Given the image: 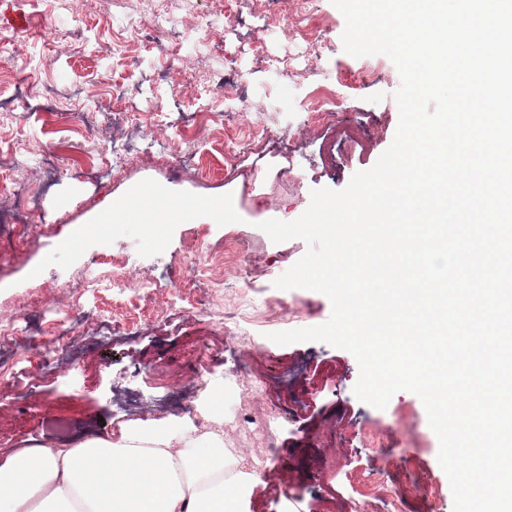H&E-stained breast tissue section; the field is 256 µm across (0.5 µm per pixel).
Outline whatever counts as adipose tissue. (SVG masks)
Wrapping results in <instances>:
<instances>
[{
	"mask_svg": "<svg viewBox=\"0 0 512 512\" xmlns=\"http://www.w3.org/2000/svg\"><path fill=\"white\" fill-rule=\"evenodd\" d=\"M257 481L225 458L223 429L185 415L0 458V512H247Z\"/></svg>",
	"mask_w": 512,
	"mask_h": 512,
	"instance_id": "adipose-tissue-1",
	"label": "adipose tissue"
}]
</instances>
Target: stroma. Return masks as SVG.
<instances>
[{
	"instance_id": "stroma-1",
	"label": "stroma",
	"mask_w": 512,
	"mask_h": 512,
	"mask_svg": "<svg viewBox=\"0 0 512 512\" xmlns=\"http://www.w3.org/2000/svg\"><path fill=\"white\" fill-rule=\"evenodd\" d=\"M316 36L324 41L319 61L302 59L298 36L256 16V0H79L76 10L58 0H0V152L17 162L0 171V221L25 210L34 229L19 247H0V315L15 311L27 295L44 300L27 321L49 324L58 311L79 326L69 363L58 374L31 380L26 369L0 380V457L53 438L51 422L66 418L76 433H119L124 412L147 407L155 420L171 416V380L188 379L195 352L211 354L213 382L225 383L221 406L232 416L243 392L228 388L243 345L214 329L210 320L246 299H277L279 315L248 325L259 342L250 351L264 371L267 393L261 409L285 412L274 439L259 425L224 427V445L267 454V473L253 489L250 512H359L351 485L358 478L411 488V512H453L449 479L438 462L439 442L419 396L395 392L386 408L360 401L354 387L359 364L348 350L322 341L278 345L270 333L324 324L331 303L322 293L280 290L274 281L307 251L294 238L276 243L259 222L292 221L308 208L312 190L344 189L370 169L391 145L399 122L393 97L401 84L386 55L353 57L343 49L345 19L331 0H313ZM165 10L185 37L172 68L163 33L146 18ZM215 15V40L199 39L193 17ZM233 62L245 98L264 101L267 140L254 139L247 120L223 114L212 92L213 71ZM374 79L358 90L359 72ZM182 87L183 109L208 104L204 134L170 125L163 108L171 84ZM335 90L345 107L336 126L307 124L311 92ZM123 89L114 101L113 89ZM49 92L52 107L27 112L19 99ZM159 132L174 151L192 152L196 163L180 171L155 163L147 136ZM121 134L136 152L112 157V137ZM243 145L232 170L224 168L228 144ZM52 148L56 166L37 172L39 155ZM289 168L293 177L250 189L256 167ZM193 210L172 212L170 201ZM115 208L112 223L92 230L94 219ZM229 221H220L219 212ZM233 237L243 242L236 277L201 303H167L180 279L207 260L209 246ZM102 254L127 258L133 287L152 282L157 299L133 338L95 341L83 316L107 306L111 293L83 292L87 260ZM387 433L384 447L371 446L364 431ZM289 497H282L281 487Z\"/></svg>"
}]
</instances>
